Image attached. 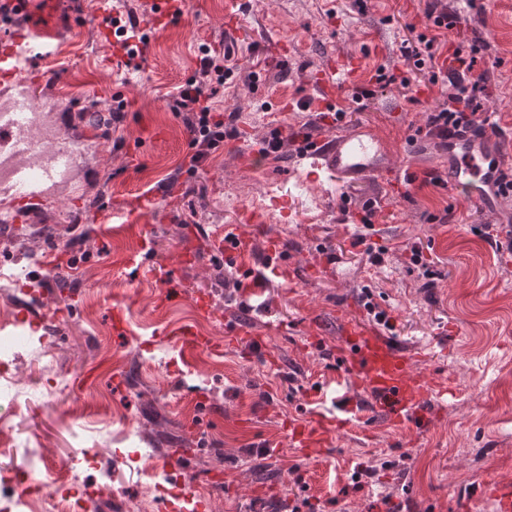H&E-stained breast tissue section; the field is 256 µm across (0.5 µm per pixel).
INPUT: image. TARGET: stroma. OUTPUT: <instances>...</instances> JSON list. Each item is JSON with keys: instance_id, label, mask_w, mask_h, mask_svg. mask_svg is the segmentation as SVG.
I'll return each instance as SVG.
<instances>
[{"instance_id": "1", "label": "stroma", "mask_w": 512, "mask_h": 512, "mask_svg": "<svg viewBox=\"0 0 512 512\" xmlns=\"http://www.w3.org/2000/svg\"><path fill=\"white\" fill-rule=\"evenodd\" d=\"M79 18L64 33L50 73L40 89L42 105L60 126L81 137L85 157L68 203L52 199L33 221L41 233L7 234L0 251L14 256L10 274L26 273L25 286L0 288V324L21 301L38 303L42 291L63 298L55 322L24 331L25 345L0 359V387L14 399L0 401V512H13V497L28 493L33 512L54 494L95 487L83 508L69 512H158L168 475L151 483L146 470L172 449L186 448L188 480L209 496L212 512H249L253 491L274 484L319 503L323 512H367L387 497L396 512H454L459 492L492 475L512 481V253L496 250L485 225L512 223V198L484 208L455 198L450 190L418 188L399 173L302 182L301 134L319 139L332 120L309 108L319 70L349 56L363 60V86L378 69L403 71L402 42L412 34L436 37L441 49L480 38L489 56V92L478 103L484 114L512 118V0L472 5L451 31H434L425 0H187V13L149 32L142 67L125 84L123 71L109 67L114 48L101 39L92 15L94 0H68ZM239 20L238 41L225 43L224 18ZM229 49L237 72L217 87L213 102L221 113L238 115L237 139L225 141L191 175L183 168L186 128L171 109L181 85L196 75L201 43ZM427 72L409 87L394 83L364 104L344 89L337 102L347 128L376 134L393 161L420 174L445 168L434 141H412L425 114L450 91L432 85ZM103 107L100 123L89 104ZM121 111L112 120V111ZM285 140L277 156L252 163L250 154L273 129ZM175 182L168 205L148 225L113 219L102 231V212L131 193L157 192ZM272 193L292 196L297 220L284 224L268 208ZM376 201L371 229L359 216ZM451 207L448 223L430 215ZM256 211L248 265L210 261L216 228L239 224L242 210ZM153 247L141 248L143 231ZM278 236L296 277H270L265 298L284 333L269 332L262 317L246 316L234 281L262 269L265 238ZM365 242L353 246L355 236ZM73 249H65L69 238ZM420 247L437 276L426 283L422 265L411 261ZM379 250L372 262L369 249ZM57 264L47 268L48 251ZM187 253L188 263L178 261ZM335 263H327V255ZM171 268L187 298L158 306L155 282L121 275L127 257ZM212 296L209 313L193 298ZM385 310L394 327L390 340L433 358L420 364L432 383L451 382L457 394L439 408L424 431L397 430L365 419L340 432L329 449L330 469L312 468L287 444L291 421L307 416L305 391L324 387L337 375V313L373 325L364 303ZM125 310L127 333L115 337L111 314ZM245 321L259 348H228L183 362L163 334L189 322L216 340L226 319ZM125 371L122 389L112 375ZM214 411L203 429L194 426L195 404ZM279 442L277 457L249 455V447ZM372 470L354 487L352 477ZM241 491L227 500V484Z\"/></svg>"}]
</instances>
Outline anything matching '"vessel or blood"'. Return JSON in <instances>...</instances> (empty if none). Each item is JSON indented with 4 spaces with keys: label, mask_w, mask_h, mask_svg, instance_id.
Returning <instances> with one entry per match:
<instances>
[{
    "label": "vessel or blood",
    "mask_w": 512,
    "mask_h": 512,
    "mask_svg": "<svg viewBox=\"0 0 512 512\" xmlns=\"http://www.w3.org/2000/svg\"><path fill=\"white\" fill-rule=\"evenodd\" d=\"M173 0H148L147 10L139 24L145 29H158L173 17ZM74 22L70 14H61L55 28H29L10 31L0 37V82L7 84L10 94L0 101V195L18 202L43 204L61 195L70 185L73 171L79 166L81 152L74 147V138L61 129H47V113L33 110L36 92L44 75L33 68L34 46L51 51L63 30ZM344 71L351 78L359 77L362 63L352 58L341 63L339 70L322 73L315 82L318 101L329 104L343 90L336 73ZM308 161L305 181L318 184L331 174L350 177L358 174L381 175L389 168V158L382 142L365 129L349 130L337 127L329 137L312 141L305 150ZM500 175V156L493 152L490 139L473 140L462 136L448 142V181L451 192L462 201L477 200L486 205L496 201L495 182ZM166 194L137 193L115 204L108 217L126 224L147 222ZM215 238L226 259L239 261L249 256L250 236L238 233L225 236L216 229ZM267 251L272 258L268 271L251 272L246 281L247 295L254 296L264 288L267 272L286 271L275 240H268ZM58 303L42 297L40 304H18L12 324L36 331L54 321ZM338 332L342 338L343 369L336 378L341 391L335 398L337 415L325 412L313 414L303 425L290 429L295 448L305 457L325 461V448L331 447L337 433L350 427L358 409L350 403L348 384H355L366 395V409L372 410L386 425L392 427L419 426L429 417L428 407L435 399L454 395L452 385L431 384L418 371L417 355L399 350L388 339L361 322L339 317ZM248 328L240 322L224 326L223 341L199 334L194 326L183 325L171 334L183 361L196 354L221 352L224 343L243 344ZM182 449H174L161 466L172 479L176 493L173 499L160 504L162 512H174L177 502L191 503L194 512H210L211 502L196 496L186 484L181 462ZM487 506L489 512H512V482L493 477L484 478L476 491L459 496L456 512H476L477 506Z\"/></svg>",
    "instance_id": "obj_1"
}]
</instances>
